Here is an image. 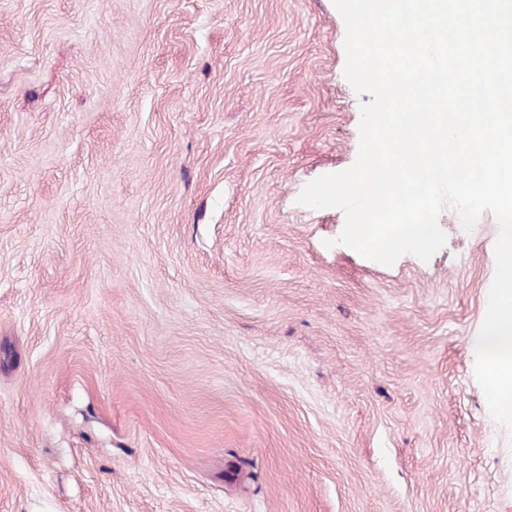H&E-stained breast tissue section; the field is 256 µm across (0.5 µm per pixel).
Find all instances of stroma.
<instances>
[{
  "label": "stroma",
  "instance_id": "1",
  "mask_svg": "<svg viewBox=\"0 0 512 512\" xmlns=\"http://www.w3.org/2000/svg\"><path fill=\"white\" fill-rule=\"evenodd\" d=\"M333 0H0V512H512L498 232L390 267Z\"/></svg>",
  "mask_w": 512,
  "mask_h": 512
}]
</instances>
